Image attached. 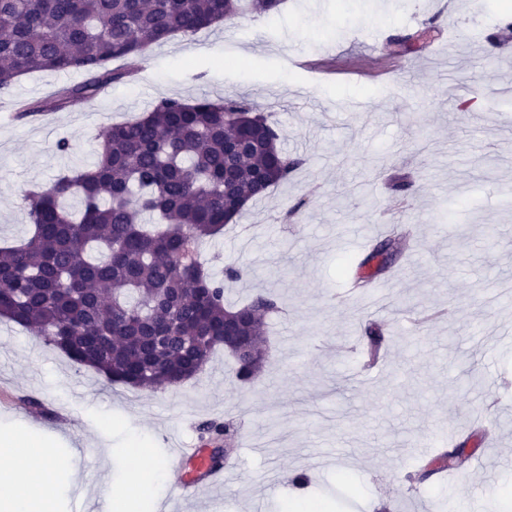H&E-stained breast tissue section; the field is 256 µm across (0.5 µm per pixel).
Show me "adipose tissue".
Wrapping results in <instances>:
<instances>
[{
    "instance_id": "obj_1",
    "label": "adipose tissue",
    "mask_w": 512,
    "mask_h": 512,
    "mask_svg": "<svg viewBox=\"0 0 512 512\" xmlns=\"http://www.w3.org/2000/svg\"><path fill=\"white\" fill-rule=\"evenodd\" d=\"M56 465L46 448L28 434L17 432L0 439V512H51L46 488L52 484ZM170 480L169 470L159 469L145 449H133L126 488L107 490L106 512H135L136 496L150 487L154 476Z\"/></svg>"
}]
</instances>
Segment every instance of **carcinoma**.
<instances>
[{"label": "carcinoma", "mask_w": 512, "mask_h": 512, "mask_svg": "<svg viewBox=\"0 0 512 512\" xmlns=\"http://www.w3.org/2000/svg\"><path fill=\"white\" fill-rule=\"evenodd\" d=\"M283 0H0V92L39 71L80 70L87 79L52 98L22 103L21 116L62 111L133 74L152 44L194 36L242 14L270 17ZM123 59L126 67L111 68ZM280 131L250 103L164 98L133 121L100 135L95 162L25 192L29 237L0 248V318L33 326L78 365L113 384L153 390L204 372L233 340L224 323L263 346L267 320L282 295L260 292L229 305L224 279L198 255L204 240L251 201L288 180L299 161L280 148ZM75 197L80 210L68 211ZM406 234L376 242L358 262L361 285L389 273ZM386 338L375 323L363 337L364 360ZM250 384L261 372L248 351L231 354ZM205 444L229 423L204 426ZM465 445L421 463L422 484L456 469Z\"/></svg>", "instance_id": "carcinoma-1"}]
</instances>
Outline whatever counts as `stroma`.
I'll return each mask as SVG.
<instances>
[{
  "instance_id": "1",
  "label": "stroma",
  "mask_w": 512,
  "mask_h": 512,
  "mask_svg": "<svg viewBox=\"0 0 512 512\" xmlns=\"http://www.w3.org/2000/svg\"><path fill=\"white\" fill-rule=\"evenodd\" d=\"M509 17L512 0H285L273 18L152 46L133 77L68 110L13 115L17 101L82 82L78 71L24 75L0 93V243L29 234L27 188L90 166L101 131L163 98L253 103L302 161L200 248L216 277L248 269L227 301L288 298L250 387L221 351L177 386L116 385L0 319V435L26 425L48 444L54 512H103L132 445L160 461L173 440L197 442L203 423L224 420L236 428L233 476L180 512H285L302 471L319 512H512V307L498 299L512 281V206L497 192L512 184ZM431 24V38L406 45ZM395 173L411 182L401 208ZM396 227L411 244L378 282V308L346 299L347 261ZM370 322L388 337L371 375L360 344ZM451 437L475 465L409 483L416 441ZM272 471L278 483L262 489Z\"/></svg>"
}]
</instances>
